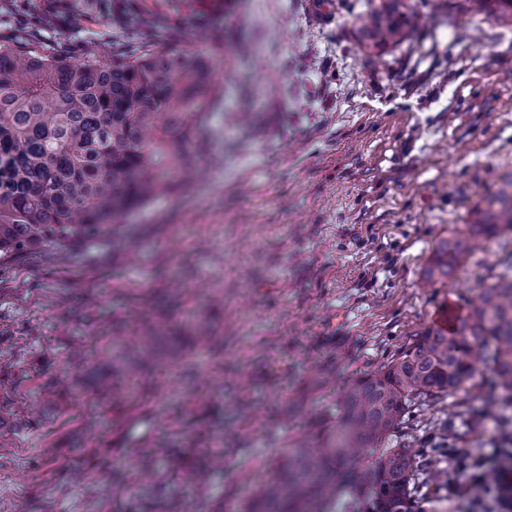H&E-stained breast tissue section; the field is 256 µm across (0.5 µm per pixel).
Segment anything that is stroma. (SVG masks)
Segmentation results:
<instances>
[{
	"instance_id": "stroma-1",
	"label": "stroma",
	"mask_w": 512,
	"mask_h": 512,
	"mask_svg": "<svg viewBox=\"0 0 512 512\" xmlns=\"http://www.w3.org/2000/svg\"><path fill=\"white\" fill-rule=\"evenodd\" d=\"M372 3L328 0L318 23L305 0H238L194 186L126 216L128 238L0 260V512H242L244 474L335 410L314 367L340 382L378 368L512 247L425 279L439 240L512 174V23L442 0L415 44L379 56L360 41ZM27 30L77 58L116 32L110 0H0V36ZM146 322L151 370L112 389L96 351ZM413 426L478 458L512 448V402L451 397ZM422 464L420 512H458L456 469Z\"/></svg>"
}]
</instances>
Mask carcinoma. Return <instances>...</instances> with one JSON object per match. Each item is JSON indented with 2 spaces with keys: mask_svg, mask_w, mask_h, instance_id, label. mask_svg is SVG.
<instances>
[{
  "mask_svg": "<svg viewBox=\"0 0 512 512\" xmlns=\"http://www.w3.org/2000/svg\"><path fill=\"white\" fill-rule=\"evenodd\" d=\"M201 0H112L123 40L77 61L33 35L0 41V258L70 239L120 234L117 220L191 186L207 157L209 111L223 89L213 63L222 49ZM208 23L184 45L182 20ZM419 38L405 0L369 13L362 44L382 52ZM512 236V178L474 220L441 240L426 270L450 279L469 262L468 241ZM485 278L476 302L448 330L429 329L406 350L342 389L336 423L320 445L276 456L247 512H335L343 497L366 512H419V441L406 430L414 407L456 397L484 371L494 408L512 396V250ZM142 327L126 351L102 349L124 380L154 348Z\"/></svg>",
  "mask_w": 512,
  "mask_h": 512,
  "instance_id": "obj_1",
  "label": "carcinoma"
}]
</instances>
